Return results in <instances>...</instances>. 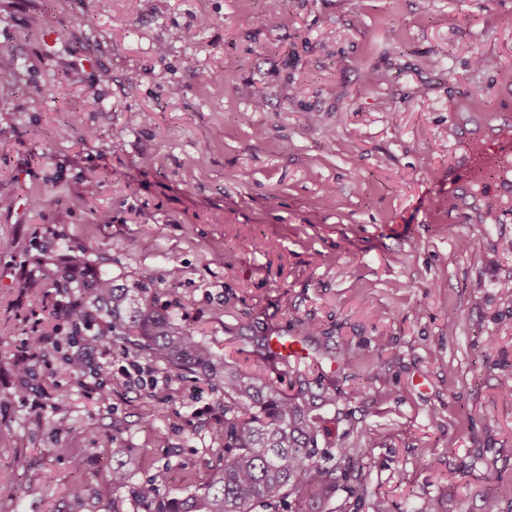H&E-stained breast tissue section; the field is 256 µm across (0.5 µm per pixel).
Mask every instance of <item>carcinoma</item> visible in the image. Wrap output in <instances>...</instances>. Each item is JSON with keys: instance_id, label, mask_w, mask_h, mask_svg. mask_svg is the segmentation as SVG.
I'll use <instances>...</instances> for the list:
<instances>
[{"instance_id": "1", "label": "carcinoma", "mask_w": 512, "mask_h": 512, "mask_svg": "<svg viewBox=\"0 0 512 512\" xmlns=\"http://www.w3.org/2000/svg\"><path fill=\"white\" fill-rule=\"evenodd\" d=\"M54 285L76 288L65 313L78 329L86 313L103 316L112 342L125 352L164 363L179 375L192 374L224 395V427L213 433L221 445L208 483L184 496L162 498L156 483L138 493L147 512H254L290 498L310 512H323L325 499L336 485V470L322 464L318 447L323 416L341 392H285L230 365L200 332L166 310H159L138 283L118 285L106 274L77 280L68 268L50 272ZM138 459L125 448L112 449L108 481L126 484Z\"/></svg>"}]
</instances>
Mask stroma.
Instances as JSON below:
<instances>
[{"instance_id":"obj_1","label":"stroma","mask_w":512,"mask_h":512,"mask_svg":"<svg viewBox=\"0 0 512 512\" xmlns=\"http://www.w3.org/2000/svg\"><path fill=\"white\" fill-rule=\"evenodd\" d=\"M70 3L79 23L60 0H0L16 59L0 83V512H143L135 491L158 470L177 496L217 456L223 399L202 380L149 359L152 389L67 372L72 326L41 302L51 281L23 288L20 268L76 256L148 288L244 371L338 388L319 446L329 467L361 455L362 491L337 480L327 512L382 496L483 512L492 495L512 512V219L495 185L460 215L465 177L448 174L462 133L512 114V0ZM303 319L320 327L305 357L258 351ZM91 322L86 357L126 368ZM34 326L45 352L17 366ZM116 448L141 461L121 487Z\"/></svg>"}]
</instances>
